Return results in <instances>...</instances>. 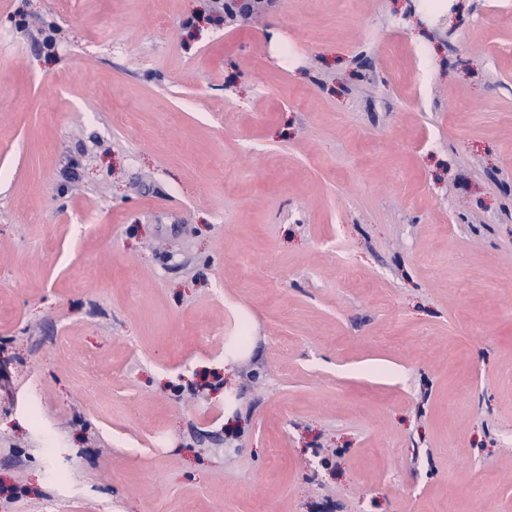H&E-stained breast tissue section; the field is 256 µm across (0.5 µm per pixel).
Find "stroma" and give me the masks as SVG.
<instances>
[{
    "instance_id": "obj_1",
    "label": "stroma",
    "mask_w": 512,
    "mask_h": 512,
    "mask_svg": "<svg viewBox=\"0 0 512 512\" xmlns=\"http://www.w3.org/2000/svg\"><path fill=\"white\" fill-rule=\"evenodd\" d=\"M0 369V512H512V0H0Z\"/></svg>"
}]
</instances>
